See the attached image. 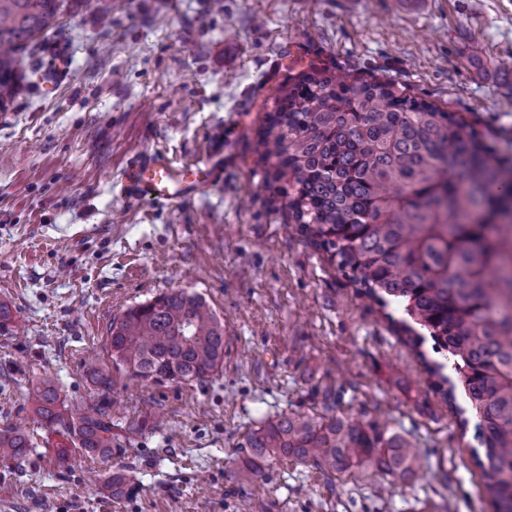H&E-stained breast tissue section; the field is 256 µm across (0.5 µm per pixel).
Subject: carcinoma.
Returning <instances> with one entry per match:
<instances>
[{
	"label": "carcinoma",
	"mask_w": 512,
	"mask_h": 512,
	"mask_svg": "<svg viewBox=\"0 0 512 512\" xmlns=\"http://www.w3.org/2000/svg\"><path fill=\"white\" fill-rule=\"evenodd\" d=\"M60 0H0V112L8 110L39 38L54 26ZM262 158L279 184L282 209L300 231L338 259L364 293L388 296L429 332L478 419V460L496 512H512V166L452 112L385 82L308 77L266 115ZM14 315L0 301V335H14ZM103 354L87 358L101 401L89 410L61 396L48 377L32 392L35 413L82 456L108 464L115 369L155 384L202 379L224 362V324L199 295L174 289L112 319ZM448 385L443 363H425ZM261 464L293 458L323 471L373 466L390 485L422 467L418 450L377 425L305 412L281 414L247 434ZM30 434L0 429V459L28 455ZM114 499L132 490L125 472L108 476Z\"/></svg>",
	"instance_id": "carcinoma-1"
}]
</instances>
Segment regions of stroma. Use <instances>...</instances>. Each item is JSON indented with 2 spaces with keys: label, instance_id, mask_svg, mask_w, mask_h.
Here are the masks:
<instances>
[{
  "label": "stroma",
  "instance_id": "1",
  "mask_svg": "<svg viewBox=\"0 0 512 512\" xmlns=\"http://www.w3.org/2000/svg\"><path fill=\"white\" fill-rule=\"evenodd\" d=\"M10 111L0 112V429L36 447L0 459V512H493L464 392L448 403L405 314L363 295L281 208L257 148L267 112L305 75L388 81L455 113L512 161V0H64ZM227 140L209 189L172 205L126 197L142 152L187 170ZM204 297L224 364L200 381L112 374L108 466L44 429L29 393L100 401L84 369L114 316L156 294ZM465 415H458L456 407ZM293 411L381 424L420 448L411 482L374 467H246L247 434ZM132 477L116 500L106 472Z\"/></svg>",
  "mask_w": 512,
  "mask_h": 512
}]
</instances>
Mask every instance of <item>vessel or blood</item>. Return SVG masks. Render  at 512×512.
<instances>
[{
	"label": "vessel or blood",
	"mask_w": 512,
	"mask_h": 512,
	"mask_svg": "<svg viewBox=\"0 0 512 512\" xmlns=\"http://www.w3.org/2000/svg\"><path fill=\"white\" fill-rule=\"evenodd\" d=\"M223 170L224 150L220 147L213 150L205 168L190 173L177 169L164 154L149 152L133 163L123 190L135 200L171 204L190 199L200 186L220 178Z\"/></svg>",
	"instance_id": "b4317fda"
}]
</instances>
